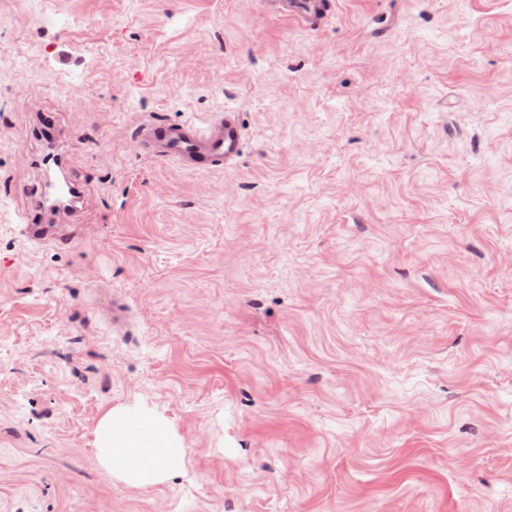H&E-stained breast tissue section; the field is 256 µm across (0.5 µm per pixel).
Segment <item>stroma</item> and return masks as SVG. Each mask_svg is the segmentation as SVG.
Here are the masks:
<instances>
[{"mask_svg": "<svg viewBox=\"0 0 512 512\" xmlns=\"http://www.w3.org/2000/svg\"><path fill=\"white\" fill-rule=\"evenodd\" d=\"M323 2L0 0V512H512V0ZM227 109L230 167L133 140ZM114 408L184 470L102 471ZM270 4L269 12L285 18L302 28L314 27L320 16L319 0H265ZM44 210H46V201L42 190L40 196L32 200L28 212L19 218L24 226L25 235L34 242L50 241L55 244H65V239L55 235L52 225L42 223L40 215Z\"/></svg>", "mask_w": 512, "mask_h": 512, "instance_id": "35a3bbf8", "label": "stroma"}]
</instances>
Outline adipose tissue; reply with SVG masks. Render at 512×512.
<instances>
[{"label": "adipose tissue", "instance_id": "ef3b65f1", "mask_svg": "<svg viewBox=\"0 0 512 512\" xmlns=\"http://www.w3.org/2000/svg\"><path fill=\"white\" fill-rule=\"evenodd\" d=\"M95 459L106 474L147 488L183 470L185 450L155 419L115 409L96 426Z\"/></svg>", "mask_w": 512, "mask_h": 512}]
</instances>
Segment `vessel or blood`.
I'll return each instance as SVG.
<instances>
[{
    "instance_id": "vessel-or-blood-1",
    "label": "vessel or blood",
    "mask_w": 512,
    "mask_h": 512,
    "mask_svg": "<svg viewBox=\"0 0 512 512\" xmlns=\"http://www.w3.org/2000/svg\"><path fill=\"white\" fill-rule=\"evenodd\" d=\"M269 12L311 28L320 16V0H270ZM135 140L142 152L156 160H173L183 168L206 172L235 162L240 152L241 127L236 112L227 110L203 129L192 124L146 121L139 125ZM45 208L44 197H36L20 218L25 235L32 241L56 239L51 225L40 219Z\"/></svg>"
}]
</instances>
